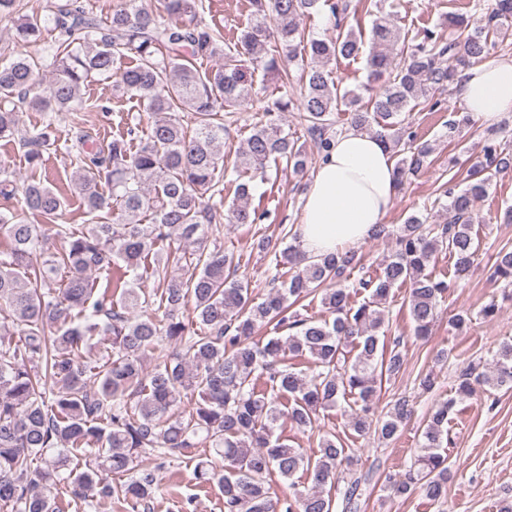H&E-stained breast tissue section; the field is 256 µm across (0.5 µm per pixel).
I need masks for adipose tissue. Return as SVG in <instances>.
<instances>
[{"label": "adipose tissue", "mask_w": 512, "mask_h": 512, "mask_svg": "<svg viewBox=\"0 0 512 512\" xmlns=\"http://www.w3.org/2000/svg\"><path fill=\"white\" fill-rule=\"evenodd\" d=\"M457 93L477 121L489 125L512 111V58L490 57L465 71ZM395 164L376 136L351 130L336 137L304 197L301 247L322 255L368 237L395 201Z\"/></svg>", "instance_id": "adipose-tissue-1"}]
</instances>
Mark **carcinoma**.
Returning a JSON list of instances; mask_svg holds the SVG:
<instances>
[{"label": "carcinoma", "instance_id": "cac0c4a2", "mask_svg": "<svg viewBox=\"0 0 512 512\" xmlns=\"http://www.w3.org/2000/svg\"><path fill=\"white\" fill-rule=\"evenodd\" d=\"M253 12L235 40L199 19L202 0H162L163 13L117 0L108 22L81 0H50L45 21L16 17L20 0H0V18L16 21L15 38L36 43L53 33L52 78L35 92L37 59L19 55L0 65V140L25 149L32 169L56 146L51 124L24 128L19 111L75 112L95 77L117 76L151 116L148 131L138 127L112 137L106 146L78 137L77 169L71 184L85 213L107 211L113 222L73 231L61 224L66 200L41 181L20 186L0 165V198L22 193L24 207L0 212V508L10 512H56L51 489L63 484L70 496L85 500L94 492L115 495L130 508L148 506L159 489V473L170 458L209 444L194 475L215 484L224 512H334L352 508L360 496L354 476L357 459L336 435H324L315 458L288 444V424L311 429L319 413H348L345 428L358 437L369 433L393 441L411 420L409 399L398 397L376 413L374 399L383 379L403 369L405 357L385 343L380 306L393 289L410 287L408 308L414 335L426 340L439 306L455 280L464 278L477 257L472 231L475 203L492 179L512 168V148L496 134L486 139L483 158L468 171L460 189L444 183L442 222L425 224L417 214L404 224H378L371 239L395 238L394 255L381 271L353 277L363 268L354 249L324 256L301 250L298 232L284 248L265 234L254 246L285 262L290 275L265 298L237 279L234 254L209 247L212 226L256 224L265 212L250 207L249 184L237 187L238 202L224 209V116L252 88L251 70L262 68L288 87L290 74L263 56L274 41L284 57L300 66L304 93L295 102L277 98L256 123L234 162L264 173L270 161L284 160L304 176L308 155L280 124L279 114L302 113L318 154L326 152L332 116L345 107L349 128L369 131L388 148L405 153L396 165V187L424 169L432 152L402 116L440 101L429 95L459 80L464 68L482 60L512 30V0H495L485 25L448 15L454 35L423 30L420 43L392 66L390 50L406 40L391 24L377 19L370 29L371 95L341 89L327 65L362 54L366 41L347 25L348 0H251ZM329 6L336 38H307L302 17ZM224 62L202 72L196 61ZM129 65L120 67L124 61ZM194 127L187 130L181 113ZM139 140L131 147L133 140ZM56 228L65 241L60 251L45 247L42 226ZM183 242L194 244L188 251ZM448 252L455 279L427 273L435 256ZM123 268L152 278L162 314L148 312V301L128 281L112 289L95 286L91 274ZM67 273L63 288L46 287L51 276ZM493 279L512 297V250L497 254ZM362 290L360 302L352 295ZM320 296L326 316L312 320L293 311L300 301ZM193 303L195 320L183 319ZM270 329L266 342L259 329ZM288 331L281 336L279 332ZM99 336L109 347L96 360L85 356ZM168 346L165 358L147 370L143 358ZM493 367L476 373L472 363L457 377L455 396L436 404L421 429L414 462L405 472L385 475L383 490L397 497L421 492L432 504L447 499L448 415L476 386L488 393L512 388V342L492 354ZM158 460L142 464V455ZM84 458L80 467L73 458ZM41 461L43 466L34 465ZM276 472L293 492L270 493L266 477ZM306 476L307 482L298 480Z\"/></svg>", "mask_w": 512, "mask_h": 512}]
</instances>
